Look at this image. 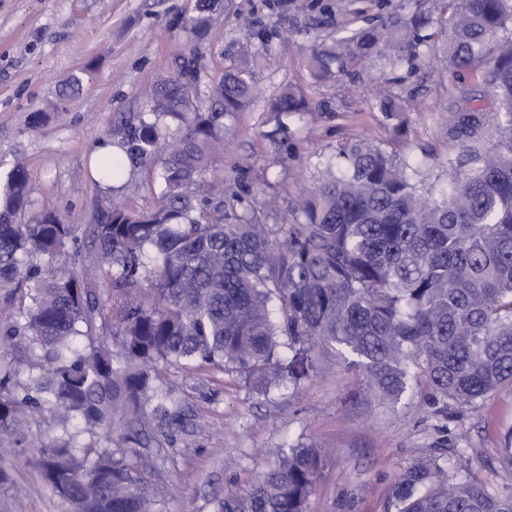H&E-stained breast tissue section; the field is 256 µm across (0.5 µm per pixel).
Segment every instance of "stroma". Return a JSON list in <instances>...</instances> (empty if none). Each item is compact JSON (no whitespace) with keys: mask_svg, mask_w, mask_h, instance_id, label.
<instances>
[{"mask_svg":"<svg viewBox=\"0 0 512 512\" xmlns=\"http://www.w3.org/2000/svg\"><path fill=\"white\" fill-rule=\"evenodd\" d=\"M399 0H233L215 11L203 41L183 30L195 0H0V185L16 164L29 174L27 213L54 208L65 224L89 223L108 204L146 207L153 192L141 170L108 184L92 178V152L121 120L149 117L153 83L173 75L181 58L195 59L198 93L220 77L243 45L260 57L254 68L255 102L236 119L231 149L212 165L225 191H237L281 223L311 176L341 143L363 140L422 162L426 184L448 183V84L474 92L472 80L455 82L435 57L400 70L392 90L405 100L409 132L398 139L376 108L385 69L374 61L356 76L317 83L304 57L316 41L336 33V13L372 17ZM81 91L60 100L71 76ZM292 85L320 110L288 117L289 139L268 138V108L282 86ZM40 125H33V114ZM317 369L298 389L262 395L216 371L168 369L176 398L193 404L194 431L169 445L145 439L156 466L165 512H212L215 499L246 489L285 442H313L325 451L322 475L308 512H385L391 484L416 460L441 448L465 450L473 473L501 481L498 450L512 429V385L487 396L478 409L435 413L422 397L389 401L363 391L340 348L316 351ZM28 452L0 438V512H70L69 504L29 465Z\"/></svg>","mask_w":512,"mask_h":512,"instance_id":"stroma-1","label":"stroma"}]
</instances>
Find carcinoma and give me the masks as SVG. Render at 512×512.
Returning <instances> with one entry per match:
<instances>
[{
    "label": "carcinoma",
    "mask_w": 512,
    "mask_h": 512,
    "mask_svg": "<svg viewBox=\"0 0 512 512\" xmlns=\"http://www.w3.org/2000/svg\"><path fill=\"white\" fill-rule=\"evenodd\" d=\"M441 42L431 20L378 15L315 43L316 80L354 74L382 58L397 71L425 47L453 77L446 88L452 149L448 187L419 180L421 166L393 151L345 143L318 165L299 219L275 229L240 194L206 179L235 119L257 96L251 63L231 60L212 97L195 92L194 60L150 97L156 120L114 133L97 180L129 168L158 183L143 210L99 208L91 224H62L50 209L22 222L28 173L0 192V294L15 316L0 322V434L21 448L74 512H164L138 449L153 430L173 440L196 414L165 389L167 368L214 369L266 394L315 369L319 344L353 356L373 394L396 401L423 388L436 413L475 406L512 382V0H444ZM231 0H197L184 29L193 42ZM511 35H505V32ZM377 110L406 111L385 91ZM316 106L292 86L269 112ZM275 463L213 512H307L323 455L313 445L274 449ZM465 454L419 459L395 478L387 512H512V484L471 476Z\"/></svg>",
    "instance_id": "carcinoma-1"
}]
</instances>
